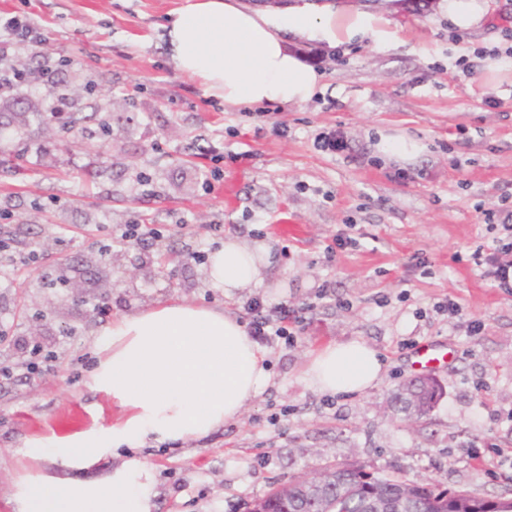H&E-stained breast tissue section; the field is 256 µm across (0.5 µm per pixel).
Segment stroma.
Returning a JSON list of instances; mask_svg holds the SVG:
<instances>
[{"mask_svg":"<svg viewBox=\"0 0 512 512\" xmlns=\"http://www.w3.org/2000/svg\"><path fill=\"white\" fill-rule=\"evenodd\" d=\"M186 0H0V15L38 25L56 82L0 97L9 151L0 162V512L30 440L120 416L94 390L98 333L112 320L182 299L244 316L253 297L310 307L293 345L270 347L271 382L241 418L191 442L147 443L155 512H247L279 484L357 463L382 476L431 478L450 489L512 497V463L479 468L476 455L512 452V295L480 275L490 252L489 210H512V66L470 76L456 61L502 41L512 0H490L484 24L451 41L448 20L422 0L381 10L370 0H319L388 20L387 44L331 49L290 38L322 73L304 104L265 105L264 116L212 97L175 69L166 29ZM66 96L72 123H35ZM496 105H488L487 96ZM288 127L284 137L274 123ZM401 131L424 151L398 163L377 153L378 132ZM336 133L345 147L317 149ZM226 154L210 177L213 152ZM249 159L232 161V154ZM405 179H396V172ZM165 225L143 246L112 243L114 225ZM224 233L213 236L209 227ZM353 244L325 263L337 236ZM233 236L269 249L264 285L233 294L209 287L198 248ZM329 282V295L317 298ZM461 309L450 318L438 303ZM483 324L468 336L469 321ZM360 340L384 362L381 380L328 396L304 380L310 355ZM454 347L436 371L443 394L409 422L393 396L414 377L413 344ZM51 367L28 372L32 346Z\"/></svg>","mask_w":512,"mask_h":512,"instance_id":"1","label":"stroma"}]
</instances>
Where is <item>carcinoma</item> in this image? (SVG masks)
Here are the masks:
<instances>
[{"label": "carcinoma", "instance_id": "cac0c4a2", "mask_svg": "<svg viewBox=\"0 0 512 512\" xmlns=\"http://www.w3.org/2000/svg\"><path fill=\"white\" fill-rule=\"evenodd\" d=\"M462 490H442L432 479L409 481L369 473L361 466L336 471V481L317 493L301 480L288 483V498L276 488L254 501L250 512H457Z\"/></svg>", "mask_w": 512, "mask_h": 512}]
</instances>
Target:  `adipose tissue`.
Returning <instances> with one entry per match:
<instances>
[{"mask_svg":"<svg viewBox=\"0 0 512 512\" xmlns=\"http://www.w3.org/2000/svg\"><path fill=\"white\" fill-rule=\"evenodd\" d=\"M291 34L331 47L363 36L388 38L381 17L361 12L295 5L276 17L233 0H187L175 13L167 42L176 69L225 103L302 104L319 89L321 76L289 49ZM267 264L265 246L230 237L210 257L209 281L228 295L255 288ZM100 345L93 384L120 407L121 419L49 445L30 443L29 457L51 458L78 475L18 474L12 512H153L151 464L132 457L101 477L91 476V469L149 439H203L239 420L271 380L268 353L241 319L185 300L113 320ZM382 372L378 352L354 340L312 353L304 379L321 394H353L379 382Z\"/></svg>","mask_w":512,"mask_h":512,"instance_id":"obj_1","label":"adipose tissue"}]
</instances>
